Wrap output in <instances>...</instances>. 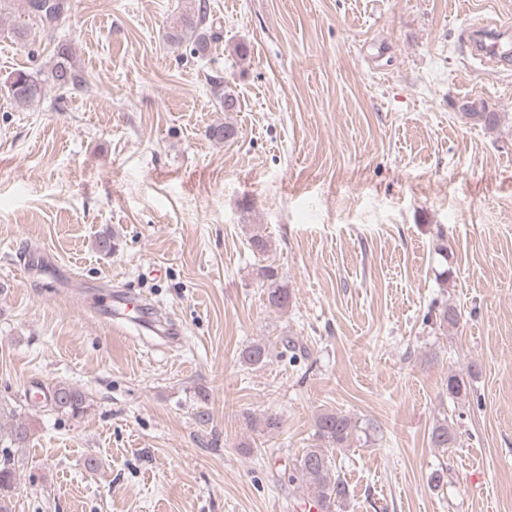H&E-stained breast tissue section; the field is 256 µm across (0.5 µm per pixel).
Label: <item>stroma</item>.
I'll use <instances>...</instances> for the list:
<instances>
[{
	"mask_svg": "<svg viewBox=\"0 0 512 512\" xmlns=\"http://www.w3.org/2000/svg\"><path fill=\"white\" fill-rule=\"evenodd\" d=\"M205 2L200 56L173 39L188 0H70L25 44L0 0V81L62 42L90 83L0 91V406L33 427L13 512H309L280 477L327 410L369 436L334 452L341 512H512V66L467 68L463 36L512 22V0ZM224 122L228 143L207 134ZM258 224L284 313L256 277ZM116 291L179 339L100 316ZM287 336L296 358L242 364ZM36 382L81 389L85 413L32 405ZM272 356L271 347L264 341H256L247 346L241 354L244 364L250 366H263Z\"/></svg>",
	"mask_w": 512,
	"mask_h": 512,
	"instance_id": "obj_1",
	"label": "stroma"
}]
</instances>
